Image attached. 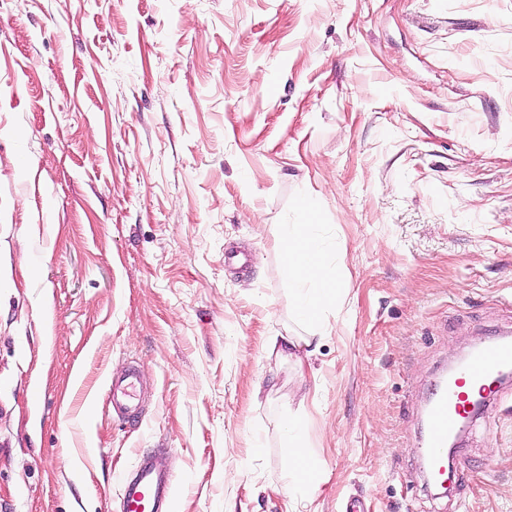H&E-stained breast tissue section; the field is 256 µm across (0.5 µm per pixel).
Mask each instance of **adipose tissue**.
<instances>
[{"label":"adipose tissue","instance_id":"obj_1","mask_svg":"<svg viewBox=\"0 0 512 512\" xmlns=\"http://www.w3.org/2000/svg\"><path fill=\"white\" fill-rule=\"evenodd\" d=\"M280 243L286 255L294 312L301 321L319 325L335 295L334 289L321 285L327 277L323 244L310 234L305 224L282 225Z\"/></svg>","mask_w":512,"mask_h":512}]
</instances>
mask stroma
<instances>
[{
    "label": "stroma",
    "instance_id": "stroma-1",
    "mask_svg": "<svg viewBox=\"0 0 512 512\" xmlns=\"http://www.w3.org/2000/svg\"><path fill=\"white\" fill-rule=\"evenodd\" d=\"M500 332L512 0H0V512H120L150 455L169 512H512V390L448 494L418 453L432 384ZM283 334L313 356L270 358ZM132 366L136 422L101 403ZM312 224H284L280 243L284 249L288 279L291 284L294 312L298 319L324 331L320 318L331 304L334 288H306L309 282L323 281L327 269L323 261V244L309 232ZM287 446L285 447V457L289 471H299L305 460V448L303 447V436L297 422H292L287 426L286 431Z\"/></svg>",
    "mask_w": 512,
    "mask_h": 512
}]
</instances>
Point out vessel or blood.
Instances as JSON below:
<instances>
[{"instance_id":"vessel-or-blood-1","label":"vessel or blood","mask_w":512,"mask_h":512,"mask_svg":"<svg viewBox=\"0 0 512 512\" xmlns=\"http://www.w3.org/2000/svg\"><path fill=\"white\" fill-rule=\"evenodd\" d=\"M512 368V340L501 339L474 348L468 360L462 362L452 378L440 388L431 401L428 427L422 453L431 465V477L440 483L448 477V437L458 423L473 417L474 398L492 404L500 396L504 384L498 376ZM136 370H129L122 382H109L105 391L108 406L121 417H137L132 404ZM172 485L170 476L155 460L140 459L136 475L122 485V512H162Z\"/></svg>"}]
</instances>
